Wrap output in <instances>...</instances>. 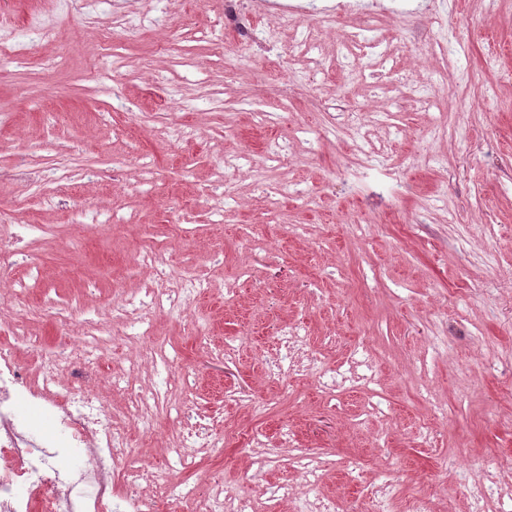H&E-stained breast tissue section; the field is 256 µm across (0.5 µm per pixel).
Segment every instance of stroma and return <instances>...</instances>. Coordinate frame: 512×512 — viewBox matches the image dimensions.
I'll return each instance as SVG.
<instances>
[{
    "label": "stroma",
    "mask_w": 512,
    "mask_h": 512,
    "mask_svg": "<svg viewBox=\"0 0 512 512\" xmlns=\"http://www.w3.org/2000/svg\"><path fill=\"white\" fill-rule=\"evenodd\" d=\"M485 5L443 0L392 16L401 49L377 65L337 61L355 22L342 16L288 69L276 52L290 32L274 28L264 0L250 17L265 44L227 32L220 57L209 36L224 0H129L134 31L113 25L107 0L87 13L58 0L0 6L26 46L0 61V205L16 213L24 256L0 265V308L28 335L25 364L53 361L68 343L86 369L75 386L107 411L178 361L184 406L212 416L222 440L177 466L168 444L186 418L160 408L129 423L128 456L147 473L154 512H193L180 493L211 482L254 512H301L313 494L290 429L337 512L392 475L388 512L420 497L434 512H471L465 484L512 486V0L490 15ZM34 19L55 38L41 39ZM488 58L486 86L458 97ZM418 85L437 108L421 105ZM344 108L358 128L323 134ZM176 123L194 137L174 140ZM368 151V177L331 179ZM246 154L251 163L226 178L218 158ZM62 157L73 160L70 197L57 192ZM115 212L126 221L108 226ZM146 245L169 268L207 273L210 290L179 311L153 304L154 276L135 262ZM32 263L40 281L15 298L8 285ZM294 323L316 371L271 377L274 330ZM346 356L368 362L371 384L325 391L319 374ZM233 388L264 414L225 400ZM237 432L258 444L228 441Z\"/></svg>",
    "instance_id": "stroma-1"
}]
</instances>
